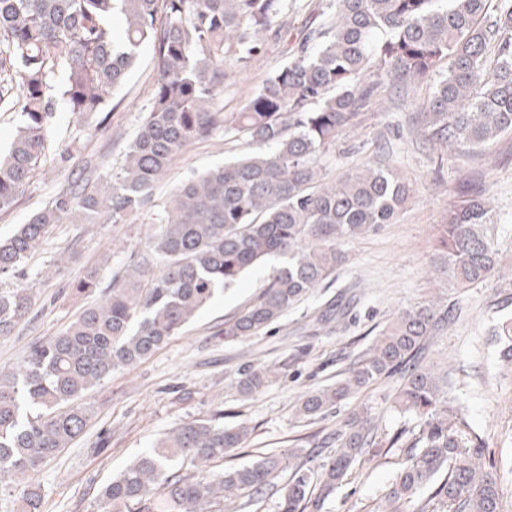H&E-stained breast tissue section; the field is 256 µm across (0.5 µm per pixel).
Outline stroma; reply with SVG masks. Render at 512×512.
<instances>
[{
	"label": "stroma",
	"instance_id": "35a3bbf8",
	"mask_svg": "<svg viewBox=\"0 0 512 512\" xmlns=\"http://www.w3.org/2000/svg\"><path fill=\"white\" fill-rule=\"evenodd\" d=\"M287 48V42L272 40L265 54L247 64L227 58L225 111H239L284 61ZM152 80L151 53L145 49L113 96L110 122L85 130L89 150L105 155L112 166H119L122 157L115 137L134 134ZM427 93L423 87L400 98L383 97L361 125L339 133L323 158L322 171L330 179L375 159L398 170L409 182L412 197L395 222L345 242L349 261L337 270L335 281L306 295L271 331L233 343L224 340L225 319L258 296L278 265L274 259L244 274L151 357L114 371L91 393L93 416L83 435L35 478L45 495V512H97L99 489L129 461L168 430L217 410L223 411L225 425L244 423L252 430L243 448L221 461L224 469L295 447L309 467H318L321 458L314 448L355 413L369 414L385 432L413 425V417L395 407L401 384L395 376L357 391L322 419L301 422L295 410L307 393L334 383L347 371L398 313L437 300L457 305L461 313L453 325L432 336L427 359L435 369L453 373L450 400L463 406L483 438L486 455L497 467L502 512H512V365L500 361L490 341L494 321L489 311L490 304L512 297V289L501 287L495 278L453 288L446 274L433 268L441 226L458 199L465 173L473 169L483 173V192L498 219L497 245L505 266H512V133L468 157L430 145L409 125ZM245 150L244 142L230 135L189 146L157 185L155 205L163 206L192 173ZM83 168L80 156L61 168L47 163L13 208L0 214V239L10 237L58 184L77 178ZM152 231V225L139 220L55 225L41 249L25 262V279L0 275V289L22 281L35 293L28 316L10 335L0 336V366L20 360L31 345L57 334L89 304V297L69 292L87 268H100L107 282L136 264L153 270L148 243ZM328 308L335 310V319L318 323ZM251 365L278 370L279 375L261 392L244 398L237 385L243 369ZM396 470L393 456L374 465H354L326 501L324 512H375Z\"/></svg>",
	"mask_w": 512,
	"mask_h": 512
}]
</instances>
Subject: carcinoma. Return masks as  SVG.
<instances>
[{"label":"carcinoma","instance_id":"1","mask_svg":"<svg viewBox=\"0 0 512 512\" xmlns=\"http://www.w3.org/2000/svg\"><path fill=\"white\" fill-rule=\"evenodd\" d=\"M286 0H0V108L20 115L10 152L0 158V213L9 211L47 159L64 167L86 154L87 176L60 184L8 239L0 274L16 273L55 224H122L191 144L232 133L249 152L192 174L163 205L149 246L158 270L136 266L99 288L91 270L70 292L95 302L58 334L0 367V490L17 512H43L46 463L79 438L92 417L89 389L116 369L152 355L183 330L217 293L270 257L282 258L263 291L224 320V341L273 329L290 307L336 277L342 243L391 224L410 186L380 162L333 181L321 157L338 133L359 123L383 84L430 86L417 132L460 154L512 132V0H329L330 14L259 87L241 111L224 113V62L265 50ZM152 54L149 105L123 143L116 172L86 152L80 131L54 141L59 107L77 124L101 125L112 92L126 82L142 48ZM497 223L481 192L461 189L443 225L434 264L455 288L498 269ZM27 285L0 289V336L30 312ZM453 319L446 305L424 303L382 330L356 366L332 386L307 394L298 419L325 415L352 393L395 372V403L415 425L379 432L354 416L318 471L299 454L266 455L239 467L215 464L251 430L226 427L222 413L184 423L127 464L99 491L106 512H223L243 493L277 494L276 512H322L356 463L387 455L399 468L381 512H500L497 472L448 382L419 363L425 340ZM498 356L512 364V316L500 322ZM273 378L248 367L238 390L251 397ZM289 471L275 487L272 477Z\"/></svg>","mask_w":512,"mask_h":512}]
</instances>
